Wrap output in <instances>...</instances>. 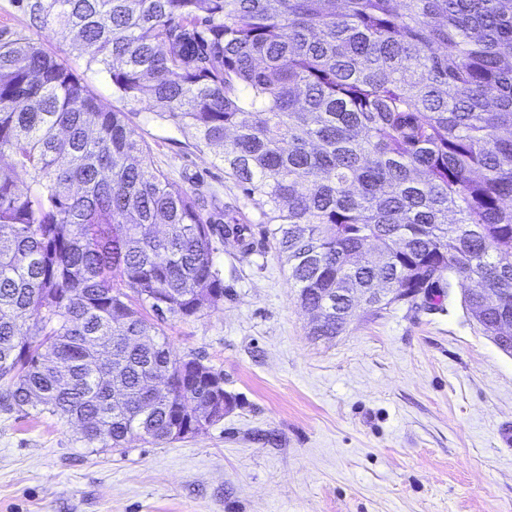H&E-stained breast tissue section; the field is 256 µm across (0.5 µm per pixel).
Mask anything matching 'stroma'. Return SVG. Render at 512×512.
Listing matches in <instances>:
<instances>
[{
	"label": "stroma",
	"mask_w": 512,
	"mask_h": 512,
	"mask_svg": "<svg viewBox=\"0 0 512 512\" xmlns=\"http://www.w3.org/2000/svg\"><path fill=\"white\" fill-rule=\"evenodd\" d=\"M65 58L106 109V74L0 0V33ZM130 124L170 182L238 207L251 247L217 244L224 301L166 327L174 355L224 373L239 406L164 444L87 448L76 425L0 408V512H512V355L462 306L457 277L439 306L359 311L335 340L310 336L288 265L213 150L146 104Z\"/></svg>",
	"instance_id": "1"
}]
</instances>
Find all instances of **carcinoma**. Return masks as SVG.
Returning a JSON list of instances; mask_svg holds the SVG:
<instances>
[{"label":"carcinoma","mask_w":512,"mask_h":512,"mask_svg":"<svg viewBox=\"0 0 512 512\" xmlns=\"http://www.w3.org/2000/svg\"><path fill=\"white\" fill-rule=\"evenodd\" d=\"M107 74L106 111L23 34L0 38V406L79 426L89 448L165 443L224 373L176 358L164 325L224 301L215 240L248 225L150 161L148 103L219 149L301 307L397 288L379 312L445 297L487 336L512 323V0H26ZM507 296L487 307L482 291ZM348 325L331 314L311 335ZM172 390L139 401L155 370Z\"/></svg>","instance_id":"cac0c4a2"}]
</instances>
